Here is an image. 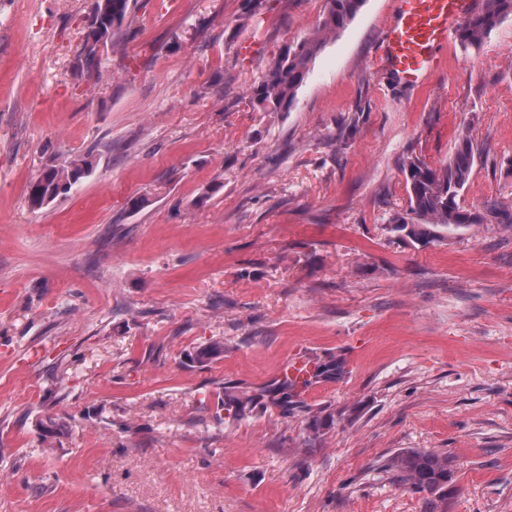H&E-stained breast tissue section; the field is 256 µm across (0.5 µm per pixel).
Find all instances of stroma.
Segmentation results:
<instances>
[{"label":"stroma","mask_w":512,"mask_h":512,"mask_svg":"<svg viewBox=\"0 0 512 512\" xmlns=\"http://www.w3.org/2000/svg\"><path fill=\"white\" fill-rule=\"evenodd\" d=\"M93 2L0 0V512H424L386 468L411 449L447 454L446 512H512V231L484 214L512 210V17L450 37L409 94L377 59L396 0H364L290 111L260 112L325 0L247 21L244 0H133L96 74L74 67ZM465 135L482 223L392 232L403 160L439 167ZM86 153L29 206L45 165ZM332 356L346 376L292 417L216 418L221 387ZM93 168V155L89 153L81 159L46 165L39 177L28 187V204L39 209L56 198L67 195L79 179L89 174Z\"/></svg>","instance_id":"1"}]
</instances>
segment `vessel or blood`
Masks as SVG:
<instances>
[{
    "label": "vessel or blood",
    "instance_id": "1",
    "mask_svg": "<svg viewBox=\"0 0 512 512\" xmlns=\"http://www.w3.org/2000/svg\"><path fill=\"white\" fill-rule=\"evenodd\" d=\"M480 6L479 0H398L397 19L381 37V61L401 85L421 89L437 50Z\"/></svg>",
    "mask_w": 512,
    "mask_h": 512
}]
</instances>
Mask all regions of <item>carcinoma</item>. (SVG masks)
I'll list each match as a JSON object with an SVG mask.
<instances>
[{
  "instance_id": "cac0c4a2",
  "label": "carcinoma",
  "mask_w": 512,
  "mask_h": 512,
  "mask_svg": "<svg viewBox=\"0 0 512 512\" xmlns=\"http://www.w3.org/2000/svg\"><path fill=\"white\" fill-rule=\"evenodd\" d=\"M364 0H327V11L321 31L335 34L357 13ZM131 0H94L91 25L88 27L77 65L99 71L98 44L111 45L115 37L130 24ZM512 16V0H482V6L461 26L459 40L464 46L480 44L498 23ZM323 46V40L310 37L278 57L266 78L253 91L252 100L260 112H287L296 98L309 70V64ZM473 163V143L469 136L461 138L453 157L439 168L429 166L418 157L403 163L409 193V212L391 220V231L427 244L444 238V234L481 223V216L467 210L461 203V192L469 181ZM94 168L93 155L70 162L49 164L30 183L28 204L41 208L60 196L67 195L80 178ZM224 356V342L215 340L188 356L203 364ZM344 375L340 360L315 362L312 379L299 385L284 377L275 383L268 396L285 418L294 414L305 388L323 379L338 380ZM261 392L226 395L218 407L231 417L241 416L246 408L266 396ZM387 466L396 478L427 494L430 507L424 512H437L438 504L448 498L452 472L448 457L426 450L412 449L388 460Z\"/></svg>"
}]
</instances>
